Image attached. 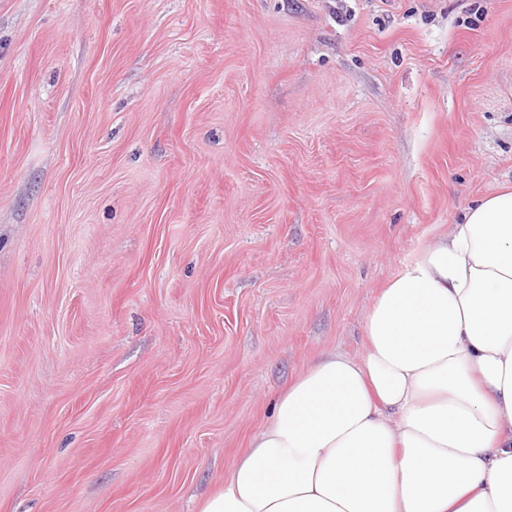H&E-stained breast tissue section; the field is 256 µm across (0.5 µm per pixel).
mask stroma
Wrapping results in <instances>:
<instances>
[{"label": "stroma", "mask_w": 512, "mask_h": 512, "mask_svg": "<svg viewBox=\"0 0 512 512\" xmlns=\"http://www.w3.org/2000/svg\"><path fill=\"white\" fill-rule=\"evenodd\" d=\"M512 184V0H0V512H198Z\"/></svg>", "instance_id": "stroma-1"}]
</instances>
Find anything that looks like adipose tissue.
I'll return each mask as SVG.
<instances>
[{
	"label": "adipose tissue",
	"mask_w": 512,
	"mask_h": 512,
	"mask_svg": "<svg viewBox=\"0 0 512 512\" xmlns=\"http://www.w3.org/2000/svg\"><path fill=\"white\" fill-rule=\"evenodd\" d=\"M199 512H512V187L417 248Z\"/></svg>",
	"instance_id": "adipose-tissue-1"
}]
</instances>
